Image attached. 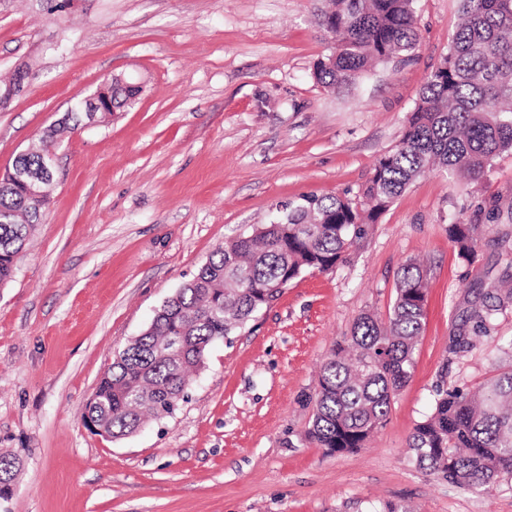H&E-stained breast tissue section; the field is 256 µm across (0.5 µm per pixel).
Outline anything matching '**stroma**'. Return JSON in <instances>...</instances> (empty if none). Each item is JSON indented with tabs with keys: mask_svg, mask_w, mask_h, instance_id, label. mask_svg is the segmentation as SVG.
I'll use <instances>...</instances> for the list:
<instances>
[{
	"mask_svg": "<svg viewBox=\"0 0 512 512\" xmlns=\"http://www.w3.org/2000/svg\"><path fill=\"white\" fill-rule=\"evenodd\" d=\"M326 0H0V174L76 101L122 74L143 91L66 136L55 185L0 287V454L22 466L0 512H512V485L466 491L426 475L408 439L438 389L501 365L512 307L456 353L483 293L512 279V152L478 180L418 177L342 262L303 275L215 341L173 417L121 439L81 411L113 359L225 240L303 195H356L399 141L448 52L457 0H414L419 45L342 94L314 80L332 41ZM480 225L458 257L448 217ZM420 262L427 315L410 382L364 448L307 443L318 372L367 312L387 316Z\"/></svg>",
	"mask_w": 512,
	"mask_h": 512,
	"instance_id": "1",
	"label": "stroma"
}]
</instances>
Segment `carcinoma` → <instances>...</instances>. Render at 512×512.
<instances>
[{"instance_id":"carcinoma-1","label":"carcinoma","mask_w":512,"mask_h":512,"mask_svg":"<svg viewBox=\"0 0 512 512\" xmlns=\"http://www.w3.org/2000/svg\"><path fill=\"white\" fill-rule=\"evenodd\" d=\"M413 0H329L320 26L334 51L313 70L315 81L339 91L372 65L417 46ZM460 24L448 53L428 74L403 134L381 154L355 197L303 195L275 224L219 248L194 278L155 315L104 372L81 418L97 421L114 439L173 416L185 400L187 377L204 366L210 344L241 328L279 298L277 283L325 272L343 260L405 189L432 168L476 180L494 157L512 150V0H458ZM87 123L81 106L18 155L0 177V286L10 282L43 209L49 204L54 160L50 147ZM448 238L460 257L475 256L477 225L456 219ZM387 318L365 314L320 369L306 441L327 453L365 447L387 420L393 397L410 380L425 325L427 282L410 262L399 272ZM512 292L486 293L470 318L475 335L488 331ZM408 452L427 475L467 491L512 482V364L466 392H439L419 422ZM19 461L0 456V487L15 479Z\"/></svg>"}]
</instances>
